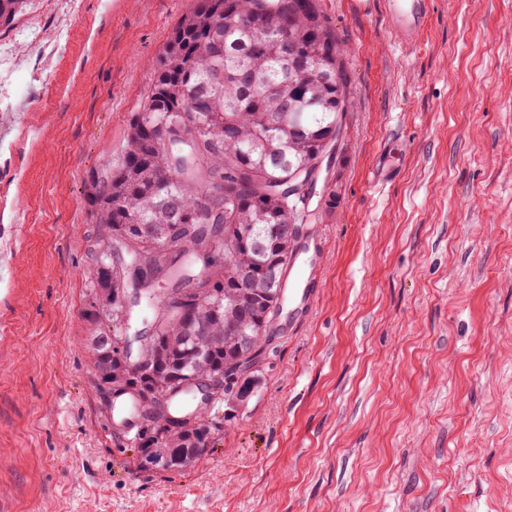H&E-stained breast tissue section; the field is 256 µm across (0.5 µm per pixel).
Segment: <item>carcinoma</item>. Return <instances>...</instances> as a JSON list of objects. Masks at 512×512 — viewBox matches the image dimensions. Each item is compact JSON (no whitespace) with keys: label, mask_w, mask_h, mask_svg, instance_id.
<instances>
[{"label":"carcinoma","mask_w":512,"mask_h":512,"mask_svg":"<svg viewBox=\"0 0 512 512\" xmlns=\"http://www.w3.org/2000/svg\"><path fill=\"white\" fill-rule=\"evenodd\" d=\"M24 0H0V25ZM302 54L284 59L280 20ZM346 51L318 0H195L158 56L149 95L128 125L116 163L84 183L90 216L119 237L140 225L131 253L92 254L89 305L94 375L100 389L134 382L159 388L173 375L224 377V399L184 425L159 414L136 430L159 470H186L217 448L218 406L246 399L257 370L231 327L267 344L279 301L263 268L287 272L284 234L312 216L288 198V173L331 156L351 105ZM168 288L159 291L156 284ZM148 307L154 343L143 350L161 371L129 372L118 349Z\"/></svg>","instance_id":"1"}]
</instances>
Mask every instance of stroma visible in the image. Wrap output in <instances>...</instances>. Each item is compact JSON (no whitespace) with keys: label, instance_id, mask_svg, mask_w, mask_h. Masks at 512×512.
Instances as JSON below:
<instances>
[{"label":"stroma","instance_id":"stroma-1","mask_svg":"<svg viewBox=\"0 0 512 512\" xmlns=\"http://www.w3.org/2000/svg\"><path fill=\"white\" fill-rule=\"evenodd\" d=\"M319 3L354 80L311 217L319 299L184 471L138 469L96 388L83 180L194 0H30L0 28L7 512H512V0H432L415 48ZM384 149L399 175L376 187Z\"/></svg>","mask_w":512,"mask_h":512}]
</instances>
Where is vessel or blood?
Masks as SVG:
<instances>
[{
  "label": "vessel or blood",
  "instance_id": "1",
  "mask_svg": "<svg viewBox=\"0 0 512 512\" xmlns=\"http://www.w3.org/2000/svg\"><path fill=\"white\" fill-rule=\"evenodd\" d=\"M380 3L393 41L413 46L426 30L430 0H350L354 11L369 12L373 3ZM324 261L323 250L307 252L297 249L288 268V309L308 317L313 309L317 289L313 276Z\"/></svg>",
  "mask_w": 512,
  "mask_h": 512
}]
</instances>
